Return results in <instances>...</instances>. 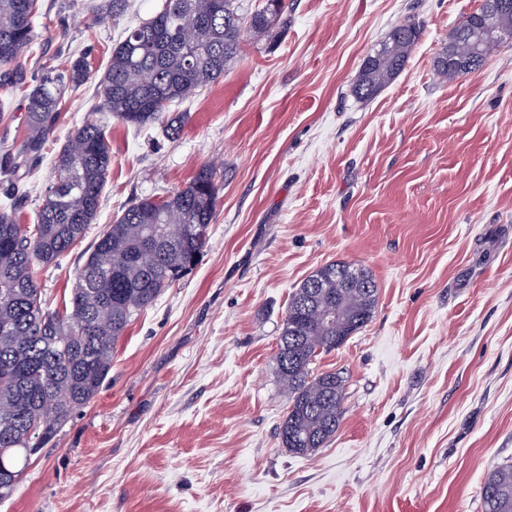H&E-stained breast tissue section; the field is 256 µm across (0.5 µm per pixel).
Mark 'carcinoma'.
<instances>
[{"mask_svg": "<svg viewBox=\"0 0 512 512\" xmlns=\"http://www.w3.org/2000/svg\"><path fill=\"white\" fill-rule=\"evenodd\" d=\"M127 0H106L97 22L115 21ZM285 0H265L242 26L238 0H162L148 21L126 30L112 48L102 80L101 107L137 128L160 125L171 137L185 122L173 106L224 76L240 52L244 32L255 39L285 23ZM51 23L38 0H0V96L27 92V133L21 146L0 148V454L5 478L0 501L9 499L30 464L29 433L50 443L72 415L99 393L119 339L176 281L196 266L206 244L221 185L213 168H200L181 189L160 199L145 197L107 225L88 253L65 312L44 310L33 267L56 263L93 224L112 146L104 128L87 121L68 140L34 224L21 228L17 212L27 163L56 140L58 106L88 79L85 58L60 70L45 60L34 76L22 61L35 53L36 21ZM485 22V6L455 28L434 60L436 74L453 80L483 65L466 67L457 55ZM512 36V8L491 20ZM421 35L414 20L395 26L368 54L352 87L360 100L373 98L405 67ZM340 308L329 321L321 309ZM378 287L361 266L327 263L292 294L278 336L277 373L288 396L280 429L282 447L311 455L336 433L344 414L345 379L317 372L315 361L343 345L372 319ZM483 512H512V464L488 473L481 488Z\"/></svg>", "mask_w": 512, "mask_h": 512, "instance_id": "cac0c4a2", "label": "carcinoma"}]
</instances>
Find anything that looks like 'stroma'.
Segmentation results:
<instances>
[{
    "label": "stroma",
    "mask_w": 512,
    "mask_h": 512,
    "mask_svg": "<svg viewBox=\"0 0 512 512\" xmlns=\"http://www.w3.org/2000/svg\"><path fill=\"white\" fill-rule=\"evenodd\" d=\"M39 2L52 22L26 70L83 56L90 75L23 181L20 223L85 119L112 145L95 223L36 270L46 309L61 311L130 203L205 164L221 190L197 265L135 318L99 394L0 512H482L486 476L512 463V39L477 73L433 70L482 0H287L275 41L245 38L224 76L180 104L174 138L99 107L113 45L160 0H130L100 26L99 0ZM410 17L422 28L404 69L356 100L363 59ZM331 261L369 269L378 303L319 356L317 371L345 379V411L301 456L278 436L276 342L293 291Z\"/></svg>",
    "instance_id": "obj_1"
}]
</instances>
